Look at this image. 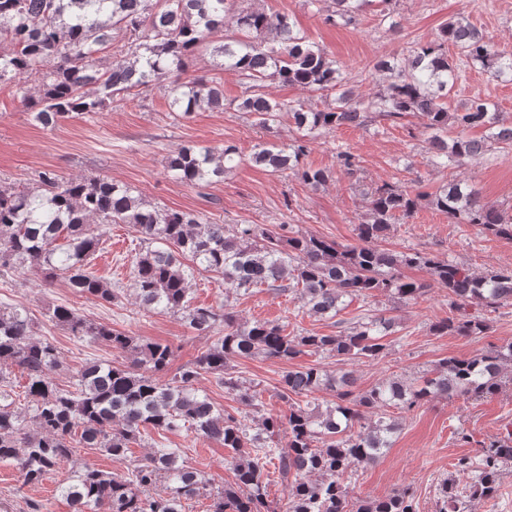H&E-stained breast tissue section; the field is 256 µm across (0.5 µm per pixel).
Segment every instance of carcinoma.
Returning <instances> with one entry per match:
<instances>
[{
	"label": "carcinoma",
	"instance_id": "obj_1",
	"mask_svg": "<svg viewBox=\"0 0 512 512\" xmlns=\"http://www.w3.org/2000/svg\"><path fill=\"white\" fill-rule=\"evenodd\" d=\"M368 2L332 0L335 10L326 20L336 15L351 20ZM115 29L124 30L128 39L105 66L102 53L112 51ZM449 44L496 77L512 80V52L495 49L462 19L449 21L438 42L416 47L407 59L376 63L375 69L388 74V84L364 103L350 91L336 94V87L349 81L348 67L309 41L285 13L236 8L233 0H0V84H13L43 127L54 129L73 113L104 112L115 98L164 80L171 111L185 118L200 109L222 111L224 89L217 78H182L186 60L210 45L218 70L249 81L240 110L257 116L267 130L286 114L301 132L289 144H256L249 160L274 173L291 170L315 189L329 174L304 165L308 144L321 131L343 125L366 127L379 118L412 114L428 135L437 165L443 157L475 161L493 144H512V123H504L490 102L475 97L462 110L448 111L445 100L457 80L445 50ZM28 79L39 83L36 98L26 86ZM268 79L331 96L333 104L323 110L287 108L263 92ZM475 127L485 129L480 140L467 135ZM239 158L232 145H194L170 157L167 168L183 183L207 186L224 178ZM40 184L37 192L0 186V272L33 266L46 280L61 272L73 292L114 301L115 289L89 271L90 255L101 227L130 224L145 244L134 264L137 300L180 313L191 329L216 337L163 383L155 373L170 364L169 346L141 344L58 305L50 318L71 335L143 355L124 368L89 362L76 372L75 389L69 390L52 377L58 352L35 337L29 309L0 307V365H16L25 373L24 394L35 424L26 429L15 410L16 393L0 374V461L13 464L23 483L38 484L70 461L77 448H99L124 462L142 431L172 432L187 423L231 450L226 463L234 478L215 491L209 479L180 462L181 449L156 448L126 473L86 465L61 480L56 491L72 512H183V501L195 496L212 499L213 512H269L263 469L270 456L278 460L282 476L295 475L288 485L286 512H416L408 487L382 499L349 503L344 476L375 462L397 429L381 417L357 432L353 424L385 407L409 409L435 398H484L502 387V365L512 361L511 340L471 357L447 358L421 384L391 380L365 392L354 389L348 372L328 376L316 366L291 369L282 377L285 392L308 396L332 390L336 402L317 415L292 405L284 415L263 418L254 431L196 388L199 376L210 373L224 390L251 402L256 395L230 372L231 359L264 354L288 361L305 352L374 359L383 349L380 339L393 328L391 320L378 316L345 335L290 336L268 321L241 324L230 312L192 306L190 281L197 270L216 272L224 284L245 293L264 285L279 293L299 287L312 315L334 318L345 297L388 292L415 301L425 296L431 284L400 274L403 267H423L448 289L455 311L433 330L484 335L486 321L468 308L512 301V270L477 275L432 253L394 254L379 248L391 221L416 208L418 195L405 187L376 189L368 220L357 227L360 244L341 248L316 237H289L284 224L269 229L204 223L192 212L152 205L130 188L102 178L64 180L43 172ZM434 203L455 224H480L496 235L512 236V218L486 205L472 186L445 185ZM61 237L67 240L64 246L57 244ZM154 243L163 247L154 248ZM282 431L288 433L287 447H268L267 439ZM509 464L511 431L483 449L478 470L468 457L458 459L456 467L474 473L471 497L491 500Z\"/></svg>",
	"mask_w": 512,
	"mask_h": 512
}]
</instances>
